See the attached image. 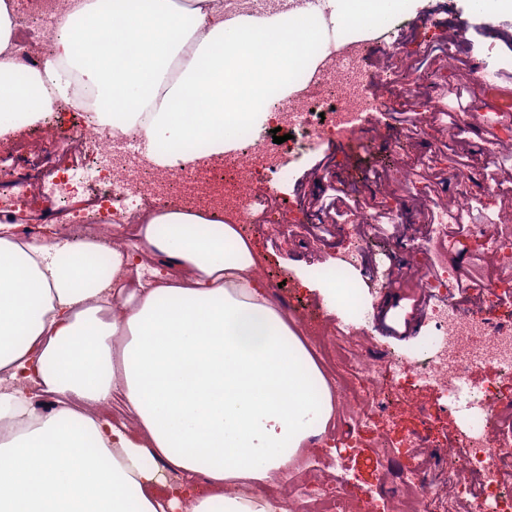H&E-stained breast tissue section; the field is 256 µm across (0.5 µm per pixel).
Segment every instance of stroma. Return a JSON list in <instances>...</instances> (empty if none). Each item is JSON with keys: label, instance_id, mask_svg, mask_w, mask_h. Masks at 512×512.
Returning a JSON list of instances; mask_svg holds the SVG:
<instances>
[{"label": "stroma", "instance_id": "stroma-1", "mask_svg": "<svg viewBox=\"0 0 512 512\" xmlns=\"http://www.w3.org/2000/svg\"><path fill=\"white\" fill-rule=\"evenodd\" d=\"M467 11V0H377L371 25L382 34L398 37L404 64L419 58L424 45L439 46L437 58L420 71L419 92L441 99L443 116L422 124L412 135L398 125L393 110L369 112L361 141H336L308 152L291 162L287 181H272L270 191H258L256 213L277 211L279 221L259 222L245 232L262 269L269 273L265 283L280 309L292 317L302 308L352 332L359 338L356 351L366 360L382 361L394 353L415 357L435 352L437 331L433 322L424 317L404 325V307L397 305L393 289L377 287L371 270L398 268L411 280L429 266L436 248L429 227L438 214L457 209L459 194L451 179L457 159L467 161L475 177L469 191L468 224L484 226L490 233L512 232V128L472 121L456 137L448 135L458 104L488 116L494 111L485 84L460 83L464 60L493 56L497 62L495 84L501 90H512V13L495 8L501 27L482 26L472 37L473 49H450L444 27L466 17ZM407 29L412 30V37L401 38V31ZM43 121V116H36L0 136V158L15 161L10 170L0 171V192L15 180L36 175L38 167L48 162L37 138ZM379 127L389 129L388 138L372 137V130ZM492 141L500 147L494 159L487 151ZM359 158L383 171L384 177L377 185L365 182L355 165ZM318 175L342 180L353 191L374 194L376 200L403 217L395 234L379 235L362 259L350 266L358 292L357 303L350 311L332 307L321 289L303 283L309 268L335 261L353 232V223L347 217L329 225L327 231L317 230L318 218L307 199ZM487 182L496 184L495 196H484L482 188ZM283 195L290 201L285 211L278 208ZM448 263L485 281L502 272L497 257L479 252L468 241L449 253ZM429 303L454 307L469 320L512 326V302L505 299L497 300L492 307L469 310L461 291L454 287L430 295ZM478 420V408L449 409L447 398L434 385L409 384L400 399L381 410L371 423L355 418L334 421L328 432L336 436V443L326 442L303 451L307 471L275 477L261 494L274 500L298 494L302 483L315 482L348 498L373 492L389 504L403 495L407 477L416 471L426 487L441 491L439 497L429 500L428 512H454L443 494L449 486L448 459L443 450L457 443L459 434L470 432ZM338 455L344 456V467H333L331 459Z\"/></svg>", "mask_w": 512, "mask_h": 512}]
</instances>
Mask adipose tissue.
I'll list each match as a JSON object with an SVG mask.
<instances>
[{
  "label": "adipose tissue",
  "instance_id": "adipose-tissue-1",
  "mask_svg": "<svg viewBox=\"0 0 512 512\" xmlns=\"http://www.w3.org/2000/svg\"><path fill=\"white\" fill-rule=\"evenodd\" d=\"M43 71L0 63V134L70 69L152 162L235 146L313 63L314 16L224 27V0H91ZM132 245L0 224V512H288L256 496L336 415L328 379L218 214L146 210ZM122 396L126 417L101 407Z\"/></svg>",
  "mask_w": 512,
  "mask_h": 512
}]
</instances>
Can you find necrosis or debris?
Returning a JSON list of instances; mask_svg holds the SVG:
<instances>
[{
  "mask_svg": "<svg viewBox=\"0 0 512 512\" xmlns=\"http://www.w3.org/2000/svg\"><path fill=\"white\" fill-rule=\"evenodd\" d=\"M25 6L17 15L15 29V63L42 70L46 58L54 54V40L67 33L69 5L85 4L86 0H24ZM74 103L70 110L75 116L68 131H61V113H51L45 130L49 148L58 162L49 167L46 175L56 195L59 209H68L77 166L66 165L73 147H80L86 165L96 169V179L107 186L112 197L111 213L95 210L79 216L82 224H134L139 212L130 205L131 197L148 195L162 211L182 208L184 201L205 210H220L229 224L249 227L253 222L252 185L260 176L282 174L283 162L271 159V148L252 137L243 141L233 160L213 167L209 174L200 173L197 165L177 161L165 167L142 165L148 142L142 122H134L119 131L106 124L98 111L96 88L89 76L73 72ZM340 78L312 74L301 94L280 102L270 116L275 124H287L301 133L291 149L299 154L311 147L346 135V112L387 106V97L373 96L370 89H361L358 96L341 95ZM334 107L324 121L315 113L320 103ZM463 212L454 217H440L432 227V237L438 248L432 257L433 271L418 273L414 286L426 295L442 288L453 287L456 274L443 263L448 251L456 245L449 235V222H462ZM430 319L439 325L440 348L426 358L398 356L375 363L351 356V336L340 329H324L321 321L299 316L298 325L308 347L315 352L328 374L336 397L340 416L370 418L381 402L386 389L402 383L425 380L435 383L443 395L454 394L464 383L471 365L478 360H494L501 374L479 387L478 404L482 410L479 428L468 433L463 452L448 448V468L453 475V492L465 500L468 512H512V483L501 475L504 462L512 460V445L497 438L499 409L512 401V330L503 331L484 322L465 321L452 317L447 309L431 308ZM310 512H377L372 496L357 500L331 496L321 487L305 489Z\"/></svg>",
  "mask_w": 512,
  "mask_h": 512,
  "instance_id": "obj_1",
  "label": "necrosis or debris"
}]
</instances>
